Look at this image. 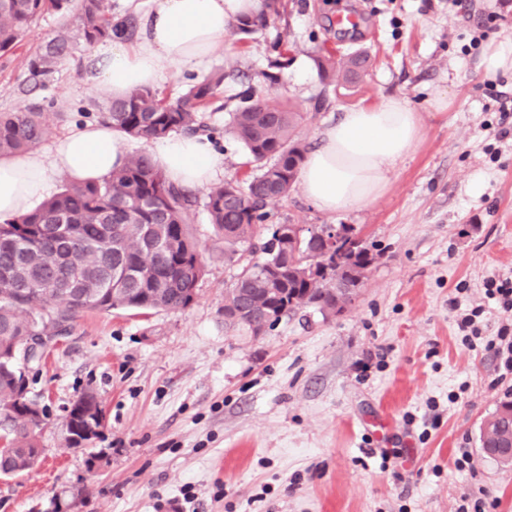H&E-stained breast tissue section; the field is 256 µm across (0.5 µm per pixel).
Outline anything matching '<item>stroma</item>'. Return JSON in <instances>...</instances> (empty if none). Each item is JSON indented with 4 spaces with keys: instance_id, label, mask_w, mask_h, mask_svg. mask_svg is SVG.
<instances>
[{
    "instance_id": "1",
    "label": "stroma",
    "mask_w": 512,
    "mask_h": 512,
    "mask_svg": "<svg viewBox=\"0 0 512 512\" xmlns=\"http://www.w3.org/2000/svg\"><path fill=\"white\" fill-rule=\"evenodd\" d=\"M247 39L156 87L172 100L214 69L226 78L206 109L224 176L243 174L242 146L224 136L240 91L298 112L317 145L342 112L391 98L423 119L411 152L369 206L334 215L300 189L269 206L273 224H351L377 259L340 314L307 307L261 335L224 321V292L250 254L224 257L204 208L191 224L207 273L184 311L85 312L26 370L45 412L41 464L0 476V512H455L462 497L512 512V468L482 456L479 433L512 391L494 358L464 346L452 298L477 305L485 278L512 273V71L481 62L512 38V0H287ZM359 18L358 30L336 24ZM63 23L41 18L0 57V112L49 101L40 149L98 112L110 43L77 44L44 90L26 91V59ZM366 52L353 85L321 79L319 56ZM446 96L435 110L437 93ZM104 407L100 434L67 445L68 405L82 393ZM472 465L458 469L457 451Z\"/></svg>"
}]
</instances>
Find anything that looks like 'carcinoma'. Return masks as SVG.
I'll use <instances>...</instances> for the list:
<instances>
[{
	"mask_svg": "<svg viewBox=\"0 0 512 512\" xmlns=\"http://www.w3.org/2000/svg\"><path fill=\"white\" fill-rule=\"evenodd\" d=\"M281 0H263L262 10L238 21L236 32L249 36L279 14ZM77 9L78 23L64 25L41 41L27 58V82L45 88L69 61L75 44L89 47L112 39L111 0H0V56L14 52L46 14ZM368 55L353 52L339 59L316 58L324 79L352 84L365 72ZM224 85V71L211 72L173 101L143 87L114 98L95 118L145 143L172 133L209 131L202 110ZM232 113L225 133L240 142L249 172L211 188L200 199L170 181L151 155L141 151L106 177L93 182L66 181L59 192L32 212L0 218V414L16 393L12 370L21 355V337L58 336L86 310L183 311L198 296L206 265L190 220L206 210L228 259L247 245L261 256L235 276L224 294V322L258 336L288 313L313 306L323 314L344 308L336 281L363 284L376 261L365 245L357 253L327 260L294 261L298 236L268 250L274 225L269 204L288 197L306 156L296 131V113L270 106L253 95ZM45 105L39 101L0 112V158L22 155L49 135ZM275 278L280 297L261 290ZM480 440L492 447L512 434V402L486 420ZM41 421L23 412L0 419L6 445L0 448V476L27 472L39 462Z\"/></svg>",
	"mask_w": 512,
	"mask_h": 512,
	"instance_id": "cac0c4a2",
	"label": "carcinoma"
}]
</instances>
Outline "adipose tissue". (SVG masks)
<instances>
[{"label":"adipose tissue","instance_id":"1","mask_svg":"<svg viewBox=\"0 0 512 512\" xmlns=\"http://www.w3.org/2000/svg\"><path fill=\"white\" fill-rule=\"evenodd\" d=\"M261 0H151L140 40L127 48L114 34L99 83L112 96L152 87L166 75L198 65L226 50L225 34L237 19L257 14ZM417 112L392 98L351 109L325 127L319 145L298 175L303 195L320 211L336 214L371 204L386 188L387 174L421 137ZM154 163L175 183L203 188L224 173V155L202 135L172 134L151 143ZM128 159L125 137L110 125L77 127L50 153L0 159V216L31 211L53 186L55 175L85 182L103 178Z\"/></svg>","mask_w":512,"mask_h":512}]
</instances>
